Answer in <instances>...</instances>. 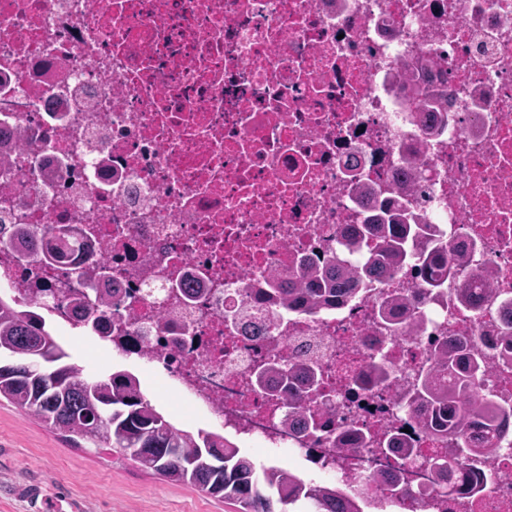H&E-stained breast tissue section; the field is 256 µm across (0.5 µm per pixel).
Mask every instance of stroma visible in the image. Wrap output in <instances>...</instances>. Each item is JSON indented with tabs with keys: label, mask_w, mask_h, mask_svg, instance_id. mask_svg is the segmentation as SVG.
<instances>
[{
	"label": "stroma",
	"mask_w": 512,
	"mask_h": 512,
	"mask_svg": "<svg viewBox=\"0 0 512 512\" xmlns=\"http://www.w3.org/2000/svg\"><path fill=\"white\" fill-rule=\"evenodd\" d=\"M0 512H235L0 402Z\"/></svg>",
	"instance_id": "1"
}]
</instances>
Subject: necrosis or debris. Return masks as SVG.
<instances>
[{
    "instance_id": "1",
    "label": "necrosis or debris",
    "mask_w": 512,
    "mask_h": 512,
    "mask_svg": "<svg viewBox=\"0 0 512 512\" xmlns=\"http://www.w3.org/2000/svg\"><path fill=\"white\" fill-rule=\"evenodd\" d=\"M429 81L440 111H409ZM0 151V223L96 225L109 262L105 335L58 262L0 249V294L37 304L57 337L157 376L198 429L288 452L364 512H512V432L494 479L460 495L403 399L436 338L512 321V0H0ZM354 176L390 196L418 180V221L469 256L447 306L417 294L411 265L323 313L256 302L360 223ZM488 271L476 305L453 301ZM392 294L414 315L397 337L378 323ZM306 339L331 377L310 408L366 429L365 444L302 429L255 388V364L301 360ZM380 358L392 382L353 390ZM477 391L512 406V353L496 351ZM401 429L404 459L383 448Z\"/></svg>"
}]
</instances>
